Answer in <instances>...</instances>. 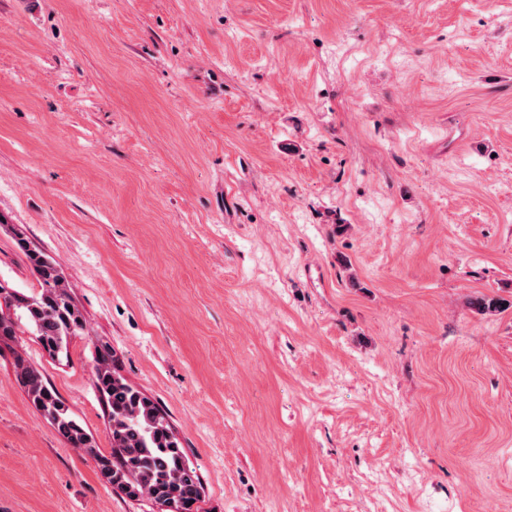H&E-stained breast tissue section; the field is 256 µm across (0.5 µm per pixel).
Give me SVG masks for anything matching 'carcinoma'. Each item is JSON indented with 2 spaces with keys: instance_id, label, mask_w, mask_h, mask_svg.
Instances as JSON below:
<instances>
[{
  "instance_id": "carcinoma-1",
  "label": "carcinoma",
  "mask_w": 512,
  "mask_h": 512,
  "mask_svg": "<svg viewBox=\"0 0 512 512\" xmlns=\"http://www.w3.org/2000/svg\"><path fill=\"white\" fill-rule=\"evenodd\" d=\"M17 244L28 258L39 291H14L0 302V342L28 331L53 358L68 355L73 337L87 331L68 282L57 264L44 253L29 248L21 233ZM479 314L500 308L499 300L480 296L471 302ZM93 382L109 409L112 454H103L93 437L77 422L71 409L48 384L43 374L22 355L15 358V376L32 408L48 420L72 447L82 449L95 463L101 479L127 497L146 498L155 505H175L178 512H198L202 483L186 459L179 439L156 403L118 372L112 347L95 346Z\"/></svg>"
}]
</instances>
